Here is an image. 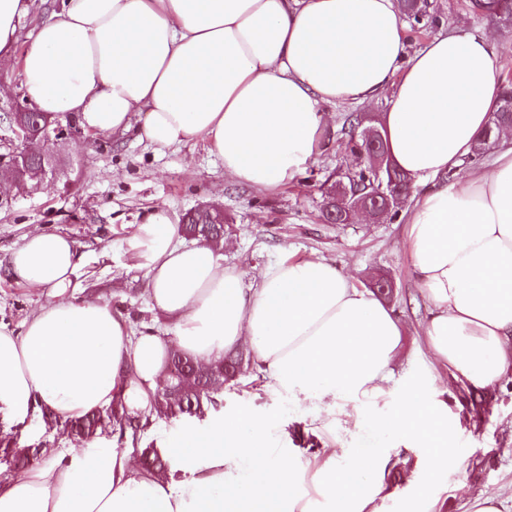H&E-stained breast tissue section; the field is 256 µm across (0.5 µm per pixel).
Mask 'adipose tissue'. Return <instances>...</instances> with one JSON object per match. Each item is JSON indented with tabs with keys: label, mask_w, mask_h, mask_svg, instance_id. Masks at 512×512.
Here are the masks:
<instances>
[{
	"label": "adipose tissue",
	"mask_w": 512,
	"mask_h": 512,
	"mask_svg": "<svg viewBox=\"0 0 512 512\" xmlns=\"http://www.w3.org/2000/svg\"><path fill=\"white\" fill-rule=\"evenodd\" d=\"M30 0H0V68L20 64L29 103L85 128L138 129L157 150L203 141L225 176L259 190L292 180L320 153L326 106H369L387 154L411 184L404 210L410 272L431 306L424 335L454 380L488 390L512 380V132L489 168L448 180L496 111L508 64L494 33L438 34L408 52L399 0H63L16 57ZM167 335L135 334L106 303L69 295L81 262L65 235L28 234L15 282L50 299L21 331L0 326V414L74 420L123 401L141 424L171 347L200 365L249 345L266 385L330 431L337 399L377 401L397 364L401 326L326 261H282L254 282L221 252L188 245L162 208L129 241ZM369 423L420 449L430 473L459 466V424L425 391L404 392ZM281 421L240 411L165 438L170 470L131 448H46L0 473V512H385L394 451L332 448L288 462Z\"/></svg>",
	"instance_id": "1"
}]
</instances>
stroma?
Listing matches in <instances>:
<instances>
[{
  "mask_svg": "<svg viewBox=\"0 0 512 512\" xmlns=\"http://www.w3.org/2000/svg\"><path fill=\"white\" fill-rule=\"evenodd\" d=\"M430 24L422 32L407 31V49L416 51L438 32L468 35L492 31L498 48L512 60V29L472 11L470 0H427ZM352 105L329 107L330 124L322 151L287 185L258 191L225 180L222 162L202 143L157 151L136 133L115 138L77 127L73 138L59 146L68 163L66 177L45 180L25 194H10L0 204V324L21 330L24 319L45 302V293L16 283L7 273L10 255L34 230L59 233L73 239L82 262L73 276L76 294L92 302H107L126 317L134 332L165 334L167 321L152 311L147 278L138 266L128 238L131 227L146 213L161 206L174 222L201 204L223 206L224 262L253 279L281 260H327L357 288L367 286L369 274L380 272L394 283L387 306L402 329L400 359L390 383L393 396L420 387L430 399L447 403L460 421L456 447L461 465L432 474L388 477L390 498L386 512H400L405 498L424 492L426 512H470L485 491L498 492L512 512V383L472 392L455 383L448 371L429 355L423 327L430 306L408 269L406 226L401 220L369 224H330L321 218L320 185L336 170L352 166L351 154L340 145L343 117ZM221 408L231 413L250 409L287 423L286 447L293 450V465L310 458L304 441L306 419L301 408L271 392L250 364L224 386ZM368 408L350 409L337 402L336 427L329 435L337 447L371 449L374 436L365 425ZM182 418H159L128 437L113 441L96 438L94 445L154 448L173 435ZM64 424H46L44 416L31 420L24 448L81 449L85 443L64 436Z\"/></svg>",
  "mask_w": 512,
  "mask_h": 512,
  "instance_id": "1",
  "label": "stroma"
}]
</instances>
